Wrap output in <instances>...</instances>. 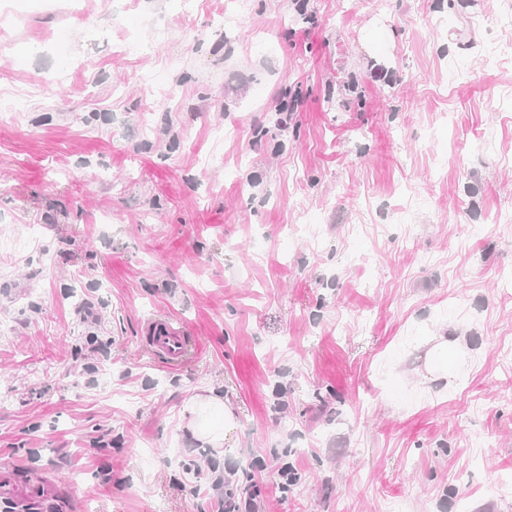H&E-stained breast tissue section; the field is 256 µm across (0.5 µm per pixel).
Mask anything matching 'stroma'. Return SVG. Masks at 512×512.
I'll return each mask as SVG.
<instances>
[{
    "instance_id": "1",
    "label": "stroma",
    "mask_w": 512,
    "mask_h": 512,
    "mask_svg": "<svg viewBox=\"0 0 512 512\" xmlns=\"http://www.w3.org/2000/svg\"><path fill=\"white\" fill-rule=\"evenodd\" d=\"M12 37L19 488L77 512H224L245 485L260 512H512V0H26ZM158 315L196 338L182 366L146 344ZM438 336L474 355L435 382ZM206 389L230 446L184 428ZM224 412V431H213L208 425L210 411ZM181 416L186 421L185 429L195 442L221 448L224 440L230 438V433L236 430L235 414L231 407L224 404V399L209 391L207 395H195L184 403Z\"/></svg>"
}]
</instances>
